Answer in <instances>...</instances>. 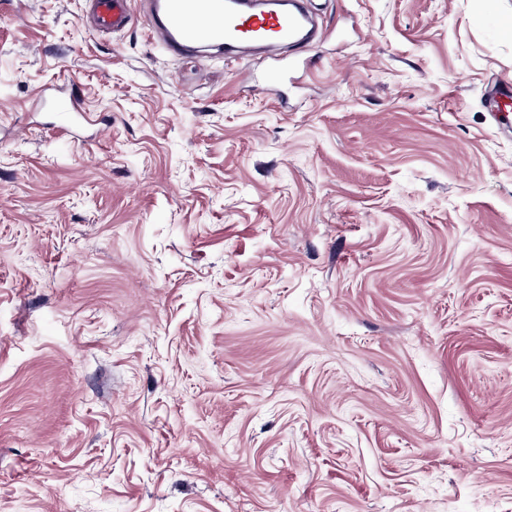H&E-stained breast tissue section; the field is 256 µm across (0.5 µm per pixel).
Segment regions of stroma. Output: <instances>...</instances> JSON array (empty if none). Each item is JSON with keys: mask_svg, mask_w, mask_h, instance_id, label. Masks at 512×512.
I'll list each match as a JSON object with an SVG mask.
<instances>
[{"mask_svg": "<svg viewBox=\"0 0 512 512\" xmlns=\"http://www.w3.org/2000/svg\"><path fill=\"white\" fill-rule=\"evenodd\" d=\"M90 2L0 0V512H512V0L285 85ZM94 21L100 30H113L123 27L130 16L131 0H92Z\"/></svg>", "mask_w": 512, "mask_h": 512, "instance_id": "1", "label": "stroma"}]
</instances>
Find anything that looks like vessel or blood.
I'll return each instance as SVG.
<instances>
[{"instance_id": "vessel-or-blood-1", "label": "vessel or blood", "mask_w": 512, "mask_h": 512, "mask_svg": "<svg viewBox=\"0 0 512 512\" xmlns=\"http://www.w3.org/2000/svg\"><path fill=\"white\" fill-rule=\"evenodd\" d=\"M102 30L123 27L131 0H93ZM148 34L172 54L202 43L224 48L228 60H243L254 46L278 43L309 46L319 36L306 0H150Z\"/></svg>"}]
</instances>
